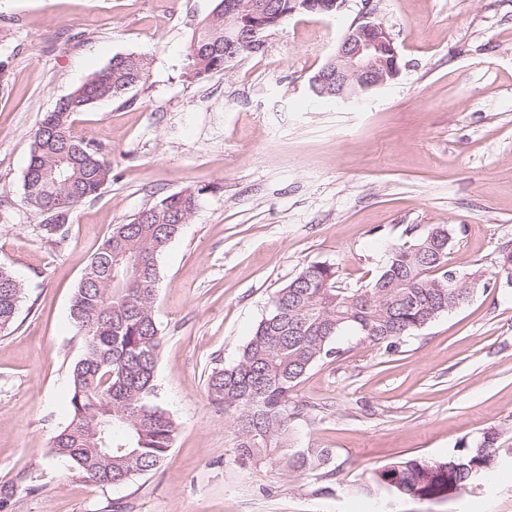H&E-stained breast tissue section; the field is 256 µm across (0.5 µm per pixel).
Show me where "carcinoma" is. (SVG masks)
I'll return each instance as SVG.
<instances>
[{
  "label": "carcinoma",
  "instance_id": "obj_1",
  "mask_svg": "<svg viewBox=\"0 0 512 512\" xmlns=\"http://www.w3.org/2000/svg\"><path fill=\"white\" fill-rule=\"evenodd\" d=\"M224 2L194 31L185 75L200 80L224 69ZM288 0H272L256 23L269 31ZM149 62L116 55L46 113L33 134L22 180L27 205L48 241L68 239L73 210L99 197L112 181V163L102 148L78 139L74 117L102 100L120 99L145 82ZM206 188H186L161 198L132 219L114 224L91 258L76 290L71 317L84 340L72 370L70 419L55 435L53 452L68 457L90 481L120 485L156 469L173 448L178 424L157 400L155 369L161 335L154 307L158 258L198 208ZM393 243L386 263L363 289L340 285L339 268L307 265L273 297L232 365L213 368L206 390L212 405L232 417L237 453L254 463L273 460L288 475H332L328 448H294L291 427L307 405L297 388L318 365L338 361L348 350L337 338L353 331L361 340L397 351L401 340L467 304L485 274L467 272L462 287L444 288L449 255L427 242L429 232ZM368 294L361 300L358 292ZM23 295L21 282L0 266V331L11 327ZM500 456L493 430L473 446L445 458H404L376 469L368 491H392V499L471 489L473 466L487 475Z\"/></svg>",
  "mask_w": 512,
  "mask_h": 512
}]
</instances>
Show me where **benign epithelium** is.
Masks as SVG:
<instances>
[{
  "label": "benign epithelium",
  "mask_w": 512,
  "mask_h": 512,
  "mask_svg": "<svg viewBox=\"0 0 512 512\" xmlns=\"http://www.w3.org/2000/svg\"><path fill=\"white\" fill-rule=\"evenodd\" d=\"M346 6V0H332L327 4L312 0H291V16L305 11L336 14ZM247 25L244 13L224 6V42L232 46L241 41L240 33ZM399 73L398 52L386 27L365 13L355 19L345 31L325 65L310 79L312 89L347 101L365 94L394 79Z\"/></svg>",
  "instance_id": "7a95c632"
}]
</instances>
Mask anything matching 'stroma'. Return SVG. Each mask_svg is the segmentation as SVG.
<instances>
[{
  "instance_id": "1",
  "label": "stroma",
  "mask_w": 512,
  "mask_h": 512,
  "mask_svg": "<svg viewBox=\"0 0 512 512\" xmlns=\"http://www.w3.org/2000/svg\"><path fill=\"white\" fill-rule=\"evenodd\" d=\"M217 0H0V266L24 287L0 332V487L8 512H512V458L474 493L380 501L360 488L403 457L442 458L495 430L512 448V0H349L301 13L261 51L191 81L182 65ZM372 12L400 72L339 104L310 78L346 28ZM140 54L149 75L125 97L75 118L101 145L112 183L80 203L65 244L41 236L22 177L44 114L113 56ZM206 187L159 259L163 337L158 397L179 425L160 467L116 486L88 481L52 439L69 415L83 340L71 305L113 225L163 196ZM453 229L450 261L490 286L398 350L340 336L344 359L298 388L312 404L294 447L332 449L336 473L293 479L241 463L230 416L206 395L234 363L275 293L306 265L338 266L358 288L398 238ZM330 493H323V486Z\"/></svg>"
}]
</instances>
